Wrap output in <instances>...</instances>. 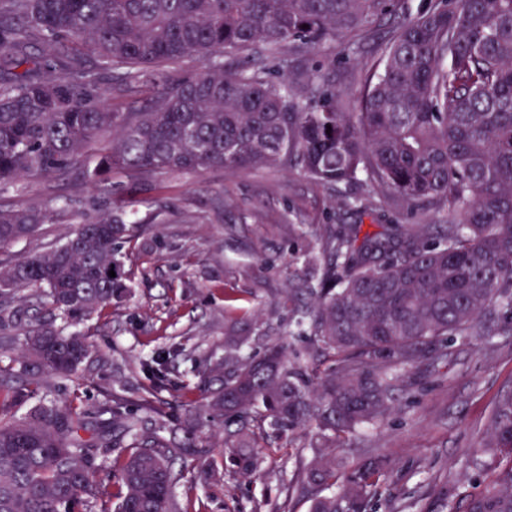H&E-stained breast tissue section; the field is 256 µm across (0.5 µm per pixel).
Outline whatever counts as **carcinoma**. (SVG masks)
Wrapping results in <instances>:
<instances>
[{
  "label": "carcinoma",
  "instance_id": "carcinoma-1",
  "mask_svg": "<svg viewBox=\"0 0 512 512\" xmlns=\"http://www.w3.org/2000/svg\"><path fill=\"white\" fill-rule=\"evenodd\" d=\"M376 59L346 102L320 64L267 77L283 51L314 58L340 40L361 53L378 30ZM265 56L224 69L226 53ZM193 59L191 78L162 84L137 112H114L102 74L130 86L150 68ZM104 144L88 180L107 189L114 170L133 179L169 171L300 167L315 181L372 196L414 224L360 234L357 224L312 230L331 288L307 287L317 387L288 348L235 352L256 337L231 331L233 356L208 361L198 399L183 386L184 417L149 433L166 375L135 399L117 393L89 407L78 392L49 401V382L79 386L98 353L87 330L22 322L45 306L80 324L123 289L119 248L127 225L108 211L63 241L0 259V512H182L178 461L204 481L243 475L251 442L315 427L321 444L303 485H334L311 512H367L368 488L387 460L354 473L336 464V441L399 409L411 375L452 357L459 337L512 339V0H0V184L62 173ZM47 210L0 208V253L35 236ZM115 276H109V271ZM224 419V450L203 428ZM492 475L459 494L450 512H512V391L502 394L480 444Z\"/></svg>",
  "mask_w": 512,
  "mask_h": 512
}]
</instances>
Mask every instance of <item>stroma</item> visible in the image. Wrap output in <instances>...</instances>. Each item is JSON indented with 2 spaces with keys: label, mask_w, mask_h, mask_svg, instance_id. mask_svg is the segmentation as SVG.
Returning <instances> with one entry per match:
<instances>
[{
  "label": "stroma",
  "mask_w": 512,
  "mask_h": 512,
  "mask_svg": "<svg viewBox=\"0 0 512 512\" xmlns=\"http://www.w3.org/2000/svg\"><path fill=\"white\" fill-rule=\"evenodd\" d=\"M321 61L336 89L355 91L361 63L347 59L341 43H331ZM198 69L193 60L158 66L155 82L133 93L120 75L105 77L106 100L114 111H133L152 97L156 83H175ZM98 155L92 148L68 173L0 186V206L46 208L53 215L36 237L10 248L15 258L108 210L128 225L122 245L127 291L83 324L105 360L86 370L84 386L62 381L50 396L77 389L91 404L114 392L132 396L145 380L144 364L163 358L169 382L159 395V414L143 419L147 429L182 416L183 384L196 361L224 357L229 328L283 339L302 366H313L308 331L292 318L288 288L320 277L322 268L306 263L314 239L298 235L294 225L357 224L373 232L406 221L401 211L372 199L363 181L352 191L366 199L367 211L334 206L339 188L298 168L173 171L140 181L116 172L103 193L82 175ZM453 350L448 362L421 364L396 413L342 439L338 454L346 469L377 456L392 464L372 490L370 512H448L458 493L483 480L480 442L499 395L512 390V341L460 339ZM316 441L314 431L301 432L264 451L255 475L182 482L176 493L187 512H309L313 497L327 495V488L290 495L286 487L314 461Z\"/></svg>",
  "instance_id": "1"
}]
</instances>
